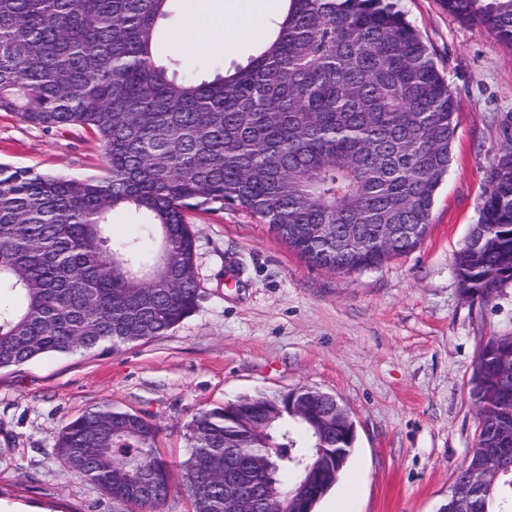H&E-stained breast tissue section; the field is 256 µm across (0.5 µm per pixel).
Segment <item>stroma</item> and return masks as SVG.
I'll return each instance as SVG.
<instances>
[{"instance_id": "obj_1", "label": "stroma", "mask_w": 512, "mask_h": 512, "mask_svg": "<svg viewBox=\"0 0 512 512\" xmlns=\"http://www.w3.org/2000/svg\"><path fill=\"white\" fill-rule=\"evenodd\" d=\"M198 0L159 22L181 72L210 80L246 64L258 40L227 47L177 35ZM457 97L456 139L412 252L349 274L309 266L249 214L192 211L196 311L166 335L111 352L48 355L0 370V512H137L75 474L55 441L98 406L161 428L169 461L187 456L193 413L242 396L309 387L332 394L356 426L338 487L352 512H438L474 443L469 394L478 347L512 333V284L487 303L462 292L454 257L479 218L502 124L512 122V49L448 14L442 0H399ZM0 162L74 178L100 174L102 147L74 127L45 131L0 111Z\"/></svg>"}]
</instances>
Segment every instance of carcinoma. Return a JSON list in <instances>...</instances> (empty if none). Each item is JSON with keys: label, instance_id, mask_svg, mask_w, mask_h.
<instances>
[{"label": "carcinoma", "instance_id": "carcinoma-1", "mask_svg": "<svg viewBox=\"0 0 512 512\" xmlns=\"http://www.w3.org/2000/svg\"><path fill=\"white\" fill-rule=\"evenodd\" d=\"M171 0H0V110L100 142L101 175L69 178L0 164V370L52 354L115 350L163 336L197 308L189 209L255 216L309 265L378 267L426 237L451 161L456 98L395 0H283L275 36L211 80L158 63ZM448 13L512 46V0H443ZM486 177L478 238L454 259L463 294L488 302L512 283V125ZM126 210L141 235L116 238ZM387 224H421L390 238ZM358 234L360 250L336 249ZM472 448L446 512H512V336L480 346L471 379ZM149 417L103 405L67 424L56 448L79 476L141 512L177 484ZM182 486L193 512H224V469L314 512L349 464L356 429L335 396L305 387L196 412ZM286 448L274 480L254 467ZM497 479L472 496L476 474Z\"/></svg>", "mask_w": 512, "mask_h": 512}]
</instances>
